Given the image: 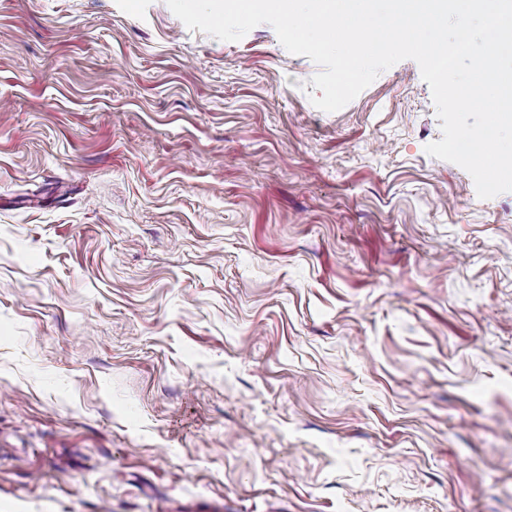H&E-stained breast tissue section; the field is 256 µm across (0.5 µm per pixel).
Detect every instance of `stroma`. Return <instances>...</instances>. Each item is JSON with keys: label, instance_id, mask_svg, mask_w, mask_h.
Segmentation results:
<instances>
[{"label": "stroma", "instance_id": "stroma-1", "mask_svg": "<svg viewBox=\"0 0 512 512\" xmlns=\"http://www.w3.org/2000/svg\"><path fill=\"white\" fill-rule=\"evenodd\" d=\"M319 70L0 0V512H512V191Z\"/></svg>", "mask_w": 512, "mask_h": 512}]
</instances>
